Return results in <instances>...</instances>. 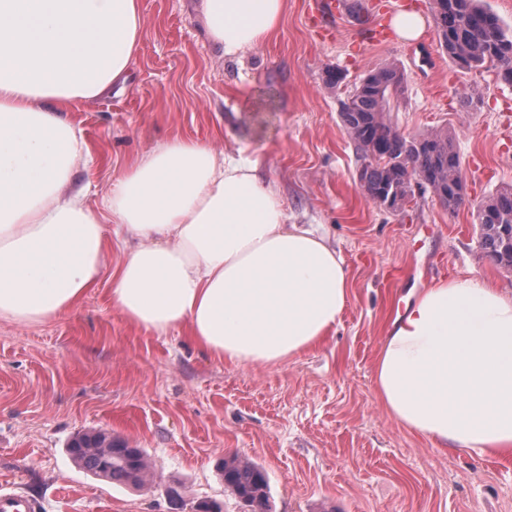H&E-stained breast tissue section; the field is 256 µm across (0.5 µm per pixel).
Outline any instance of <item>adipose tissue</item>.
I'll return each instance as SVG.
<instances>
[{
	"mask_svg": "<svg viewBox=\"0 0 512 512\" xmlns=\"http://www.w3.org/2000/svg\"><path fill=\"white\" fill-rule=\"evenodd\" d=\"M285 6L203 0L208 34L231 58L273 35ZM142 27L141 0H0V320L70 312L117 248L110 300L131 323L186 329L244 368L283 364L332 334L348 272L325 235L288 223L258 161L162 142L113 185L111 231L75 180L93 158L68 114L124 80ZM374 380L389 417L435 448L511 457L512 294L473 279L414 293Z\"/></svg>",
	"mask_w": 512,
	"mask_h": 512,
	"instance_id": "adipose-tissue-1",
	"label": "adipose tissue"
}]
</instances>
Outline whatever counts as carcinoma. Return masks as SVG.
<instances>
[{
  "instance_id": "carcinoma-1",
  "label": "carcinoma",
  "mask_w": 512,
  "mask_h": 512,
  "mask_svg": "<svg viewBox=\"0 0 512 512\" xmlns=\"http://www.w3.org/2000/svg\"><path fill=\"white\" fill-rule=\"evenodd\" d=\"M433 20L440 47L463 69H491L512 85V35L497 15L480 0H432ZM405 93L401 67L389 62L368 71L342 102L341 121L361 161V186L372 201L400 192L414 197L407 172H419L449 211L466 200L465 181L455 137L446 128H433L411 137L393 123L391 104ZM480 246L493 261L512 272V187L496 192L475 207ZM66 451L94 477L138 488L147 480L144 449L130 448L106 434L84 433L73 438ZM224 485L239 499L242 512H270L269 484L264 469L239 456L224 458L220 466Z\"/></svg>"
}]
</instances>
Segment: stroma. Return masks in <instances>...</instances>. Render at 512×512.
Instances as JSON below:
<instances>
[{"mask_svg": "<svg viewBox=\"0 0 512 512\" xmlns=\"http://www.w3.org/2000/svg\"><path fill=\"white\" fill-rule=\"evenodd\" d=\"M141 2L127 81L69 114L96 158L76 174L89 207L168 139L241 151L258 160L290 223L314 225L341 253L348 302L333 336L276 367L215 359L181 328L157 336L134 326L112 307L106 274L63 317L0 321V483L42 512H195L202 502L241 512L217 469L237 454L265 469L272 512H512V459L433 448L389 418L374 382L409 291L475 279L512 292V273L483 253L474 221L475 202L512 186V86L448 58L432 0H405L424 21L418 38L384 42L365 39L393 20L374 0H336L328 35L313 29L310 0H287L277 32L236 59L211 41L199 0ZM388 61L407 78L391 112L398 130L445 127L457 138L467 191L457 211L428 192L392 212L359 184L341 103ZM336 69L346 78L331 89ZM93 431L144 449L153 483L134 490L74 465L68 442Z\"/></svg>", "mask_w": 512, "mask_h": 512, "instance_id": "1", "label": "stroma"}]
</instances>
